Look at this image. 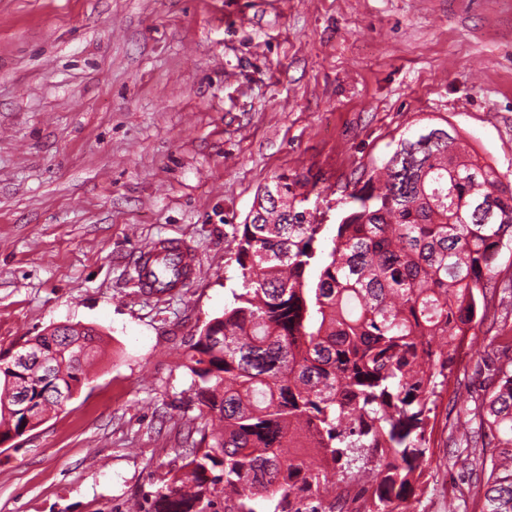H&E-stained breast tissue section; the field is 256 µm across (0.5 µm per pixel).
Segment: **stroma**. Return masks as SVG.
Returning <instances> with one entry per match:
<instances>
[{
	"label": "stroma",
	"mask_w": 512,
	"mask_h": 512,
	"mask_svg": "<svg viewBox=\"0 0 512 512\" xmlns=\"http://www.w3.org/2000/svg\"><path fill=\"white\" fill-rule=\"evenodd\" d=\"M453 127L512 175V0H0V356L63 323L102 353L0 446V512H127L198 414L181 354L240 286L236 230L280 174L332 236L403 135ZM185 240L156 296L138 255ZM512 314L476 326L417 512H474L453 433ZM172 260L176 265L179 276L173 280L169 288H178L195 272V258L188 246L174 238H161L145 246L139 254L137 264V284L143 291L151 294H165L158 292L154 283L152 271L155 266L164 261Z\"/></svg>",
	"instance_id": "obj_1"
}]
</instances>
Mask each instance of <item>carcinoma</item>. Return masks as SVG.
I'll list each match as a JSON object with an SVG mask.
<instances>
[{
    "mask_svg": "<svg viewBox=\"0 0 512 512\" xmlns=\"http://www.w3.org/2000/svg\"><path fill=\"white\" fill-rule=\"evenodd\" d=\"M298 184L275 177L240 225L241 288L182 363L200 439L180 468L157 475L138 512H336L343 486L358 489L355 512H415L459 349L491 312L512 313V283L494 273L512 242V179L457 132L416 130L351 194L326 246ZM96 336L58 326L34 337L47 370L16 374L0 361V443L67 405ZM498 352L472 412L478 428L458 431L494 441L467 465L486 475L481 512H512V336ZM17 389L28 407L7 414L3 394Z\"/></svg>",
    "mask_w": 512,
    "mask_h": 512,
    "instance_id": "carcinoma-1",
    "label": "carcinoma"
}]
</instances>
